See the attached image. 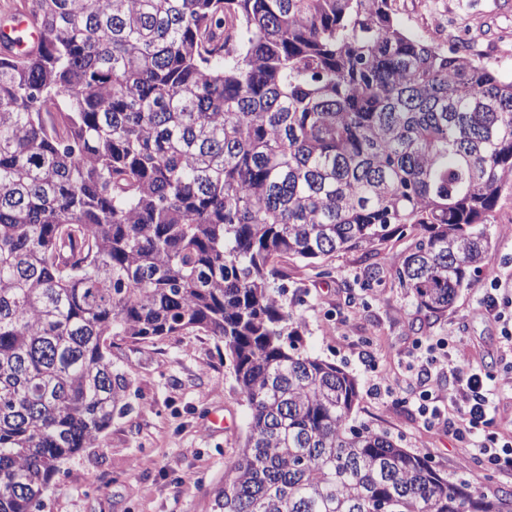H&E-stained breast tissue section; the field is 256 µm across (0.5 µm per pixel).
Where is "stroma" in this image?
I'll use <instances>...</instances> for the list:
<instances>
[{"instance_id": "stroma-1", "label": "stroma", "mask_w": 512, "mask_h": 512, "mask_svg": "<svg viewBox=\"0 0 512 512\" xmlns=\"http://www.w3.org/2000/svg\"><path fill=\"white\" fill-rule=\"evenodd\" d=\"M395 17L410 33L448 50L472 46L496 72L512 77V0H392ZM489 232L491 264L512 281V196H502ZM413 230L393 237L378 255L336 253L323 260L325 274L304 261L284 262L278 279L283 303L302 322L301 351L353 376L359 399L355 424L387 434L426 457L448 476L489 496L512 493V472L488 470L448 434L426 426L412 393L379 395L376 376L404 380L418 344L453 337L491 376L495 421L512 439V389L497 381L505 354L498 326L480 307L483 273L461 289L448 311L417 308L392 277L363 286L367 266L409 249ZM112 359L129 381L124 412L115 413L99 446L67 460L42 498L41 512H210L212 491L223 484L227 464L243 444L249 409L233 366L216 341L186 331L155 342L124 343ZM223 426L210 425L213 416Z\"/></svg>"}]
</instances>
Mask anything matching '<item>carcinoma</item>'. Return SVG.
I'll return each mask as SVG.
<instances>
[{"mask_svg":"<svg viewBox=\"0 0 512 512\" xmlns=\"http://www.w3.org/2000/svg\"><path fill=\"white\" fill-rule=\"evenodd\" d=\"M0 35V512H39L125 407L119 343L197 331L250 410L211 512H512L352 424L281 262L373 254L448 310L512 195V79L391 0H21ZM13 49L16 55L25 54L41 40V33L27 19L21 18L15 30Z\"/></svg>","mask_w":512,"mask_h":512,"instance_id":"carcinoma-1","label":"carcinoma"}]
</instances>
